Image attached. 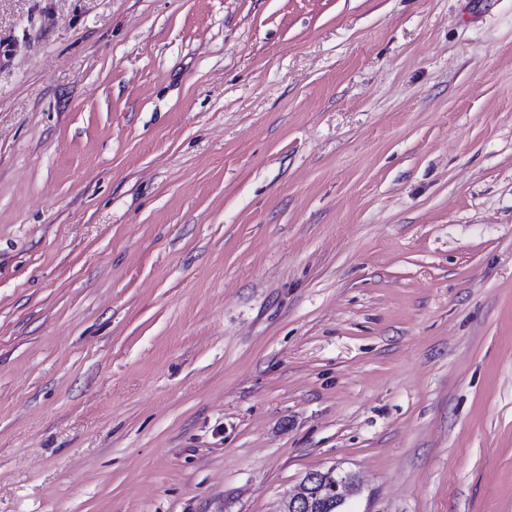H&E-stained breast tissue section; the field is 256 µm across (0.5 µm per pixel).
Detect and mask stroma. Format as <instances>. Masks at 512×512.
<instances>
[{"instance_id": "stroma-1", "label": "stroma", "mask_w": 512, "mask_h": 512, "mask_svg": "<svg viewBox=\"0 0 512 512\" xmlns=\"http://www.w3.org/2000/svg\"><path fill=\"white\" fill-rule=\"evenodd\" d=\"M512 512V0H0V512ZM354 483L344 474L329 469L322 472L311 473L303 483L300 492L291 497L288 502V510L285 512H311L314 500L318 499L336 508H328L326 505L319 512H341L349 492L353 490Z\"/></svg>"}]
</instances>
